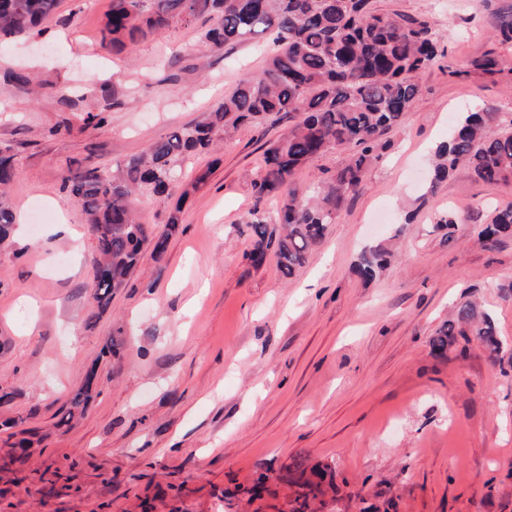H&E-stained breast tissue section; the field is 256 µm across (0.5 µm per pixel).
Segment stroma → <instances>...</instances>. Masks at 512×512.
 <instances>
[{"instance_id": "35a3bbf8", "label": "stroma", "mask_w": 512, "mask_h": 512, "mask_svg": "<svg viewBox=\"0 0 512 512\" xmlns=\"http://www.w3.org/2000/svg\"><path fill=\"white\" fill-rule=\"evenodd\" d=\"M511 1L375 0L431 18L447 54L421 73L379 161L292 277L274 252L253 264L244 222L277 205L252 182L292 124L281 115L193 159L185 182L209 177L166 253H144L102 313L92 237L63 172L112 168L202 121L263 71L268 38L216 50L198 18L112 47V0H60L39 29L0 38V144L16 154L9 195L23 222L0 246V512H290L279 472L297 459L335 471L310 512H512V236L492 249L478 240L512 204V182L461 168L425 187L463 112L486 105L512 120V45L489 26ZM485 54L499 75H470ZM40 204L75 225L80 251L36 223ZM442 212L457 225L437 228ZM381 243L384 268L362 279V250ZM466 301L493 317L504 360L475 339L433 352ZM111 339L115 354H103ZM90 371L86 414L56 429Z\"/></svg>"}]
</instances>
